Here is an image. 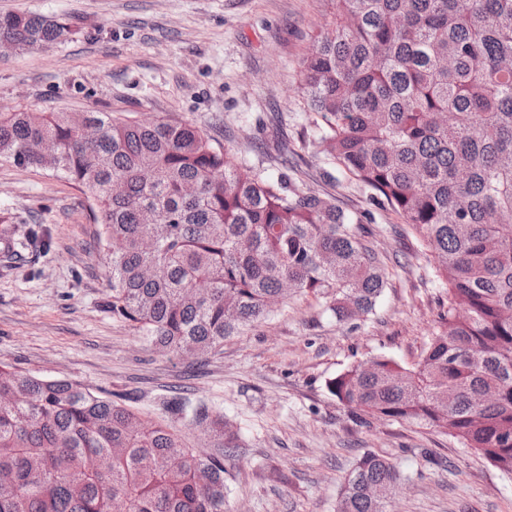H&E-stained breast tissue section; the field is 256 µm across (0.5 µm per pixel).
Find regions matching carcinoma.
<instances>
[{"mask_svg": "<svg viewBox=\"0 0 512 512\" xmlns=\"http://www.w3.org/2000/svg\"><path fill=\"white\" fill-rule=\"evenodd\" d=\"M332 21L300 61L322 153L419 235L448 285L411 368L376 357L328 382L360 422L455 437L512 477V0H328ZM62 19L0 13V41L47 49ZM99 127L87 142L85 122ZM87 187L109 258L112 315L154 348L197 358L265 322L287 287L336 321L369 316L384 261L331 197L245 174L202 130L110 112H0V157ZM224 457L80 384L0 366V512H224L239 429L204 401H163ZM404 480L385 456L354 463L336 512H393Z\"/></svg>", "mask_w": 512, "mask_h": 512, "instance_id": "obj_1", "label": "carcinoma"}]
</instances>
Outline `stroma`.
<instances>
[{
	"mask_svg": "<svg viewBox=\"0 0 512 512\" xmlns=\"http://www.w3.org/2000/svg\"><path fill=\"white\" fill-rule=\"evenodd\" d=\"M16 11L67 18L79 31L53 48L0 52L5 110L195 125L244 171L288 173L358 217L386 286L374 314L352 325L297 293L206 360L163 355L112 315L91 192L0 160V364L129 396L153 419L172 396L223 411L244 440L224 464V512H336L368 451L406 477L395 512H512V478L481 454L431 428L362 425L327 388L375 357L412 367L448 292L411 226L317 143L299 63L331 20L327 0H0V13ZM31 234L40 243L24 262L6 261L12 238Z\"/></svg>",
	"mask_w": 512,
	"mask_h": 512,
	"instance_id": "1",
	"label": "stroma"
}]
</instances>
